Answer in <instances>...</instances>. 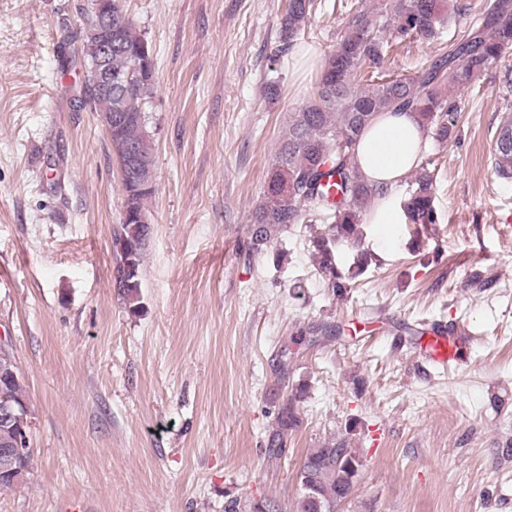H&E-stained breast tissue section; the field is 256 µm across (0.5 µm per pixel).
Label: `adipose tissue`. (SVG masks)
<instances>
[{
    "instance_id": "adipose-tissue-1",
    "label": "adipose tissue",
    "mask_w": 512,
    "mask_h": 512,
    "mask_svg": "<svg viewBox=\"0 0 512 512\" xmlns=\"http://www.w3.org/2000/svg\"><path fill=\"white\" fill-rule=\"evenodd\" d=\"M427 143L421 123L406 112L383 113L366 128L356 145L355 159L380 193L369 214L370 223H403V208L395 189L403 176L418 164Z\"/></svg>"
}]
</instances>
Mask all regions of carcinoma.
I'll list each match as a JSON object with an SVG mask.
<instances>
[{"label":"carcinoma","mask_w":512,"mask_h":512,"mask_svg":"<svg viewBox=\"0 0 512 512\" xmlns=\"http://www.w3.org/2000/svg\"><path fill=\"white\" fill-rule=\"evenodd\" d=\"M315 0H288L280 22L281 44L270 57V71H278L280 59L297 45L314 10ZM351 14L347 32L329 52L322 65L317 91L299 110L288 116L267 186L252 213L248 252L268 249L278 235L305 220L320 221L309 239L315 268L333 293L345 291L370 265L371 254L360 249L362 224L369 215L376 190L354 160L356 143L364 130L382 112H412L439 143L451 138L459 123L455 100L441 96L477 81L489 65L504 58L512 48V0H491L466 22L456 38L441 49L429 65L412 75L380 80L360 87L367 68H377L388 50L411 40L428 43L439 39L454 16L444 0H389L380 8L343 5ZM94 17L75 34L81 43V64L97 55L98 29ZM121 25L120 43L112 45V93H83L81 105H90L106 115L116 99L128 96L135 106L114 138L135 150L140 169L125 177L126 214L114 233L115 288L131 307L139 303L141 265L148 225L142 223L145 203L156 191L154 156L147 129V105L155 77L154 56L148 41L126 17L119 0L112 4V25ZM425 161L410 173L403 211L405 223L418 228L438 222L434 206L435 176ZM497 176L512 179V115L497 128L494 158ZM357 250V261L342 270L336 263V248ZM308 394L300 380L291 387L278 408L269 435V452H285L288 434L301 424L299 406ZM26 402L17 362L8 353L0 355V402ZM362 465L349 439H334L322 448H311L301 462L309 472L322 506L300 490L295 512H336V501L353 492L355 469Z\"/></svg>","instance_id":"carcinoma-1"}]
</instances>
